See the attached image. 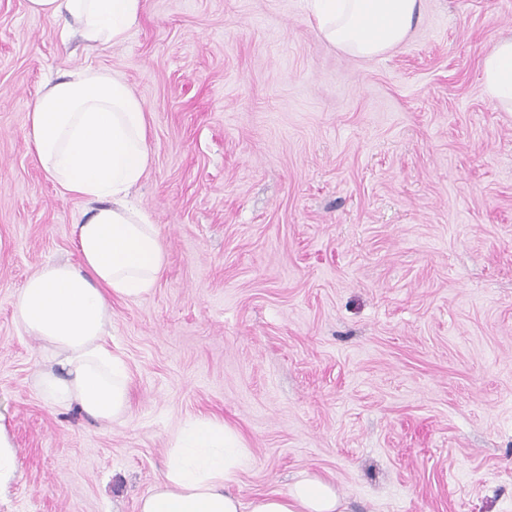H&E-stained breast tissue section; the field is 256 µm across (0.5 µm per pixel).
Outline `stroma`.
<instances>
[{
	"label": "stroma",
	"mask_w": 512,
	"mask_h": 512,
	"mask_svg": "<svg viewBox=\"0 0 512 512\" xmlns=\"http://www.w3.org/2000/svg\"><path fill=\"white\" fill-rule=\"evenodd\" d=\"M512 0H423L407 38L354 58L305 0H144L126 43L61 44L0 0V512H137L185 421H223L237 492L328 481L348 512H512V112L482 60ZM92 66L151 112L133 196L168 253L112 304L133 406L101 425L47 404L12 302L77 258L83 201L24 140L41 85ZM18 458L13 444L0 424V488L10 484L16 476Z\"/></svg>",
	"instance_id": "1"
}]
</instances>
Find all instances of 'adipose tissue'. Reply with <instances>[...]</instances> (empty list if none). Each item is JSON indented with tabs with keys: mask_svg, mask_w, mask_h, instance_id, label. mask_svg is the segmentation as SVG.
I'll return each instance as SVG.
<instances>
[{
	"mask_svg": "<svg viewBox=\"0 0 512 512\" xmlns=\"http://www.w3.org/2000/svg\"><path fill=\"white\" fill-rule=\"evenodd\" d=\"M27 8L55 23L60 38L75 28L90 47L107 50L127 41L143 0H27ZM308 9L330 45L372 59L406 38L421 0H308ZM483 72L491 97L512 107V38L496 41ZM149 135L150 113L126 80L92 66L47 81L27 112L25 140L46 177L92 208L74 222L78 261L30 276L13 300L14 315L41 343L43 399L103 425L130 409L129 370L106 344L112 304L150 295L167 264L149 212L130 198L152 163ZM249 457L222 422H186L139 512H346L334 486L318 478L243 500L233 487Z\"/></svg>",
	"mask_w": 512,
	"mask_h": 512,
	"instance_id": "1",
	"label": "adipose tissue"
}]
</instances>
